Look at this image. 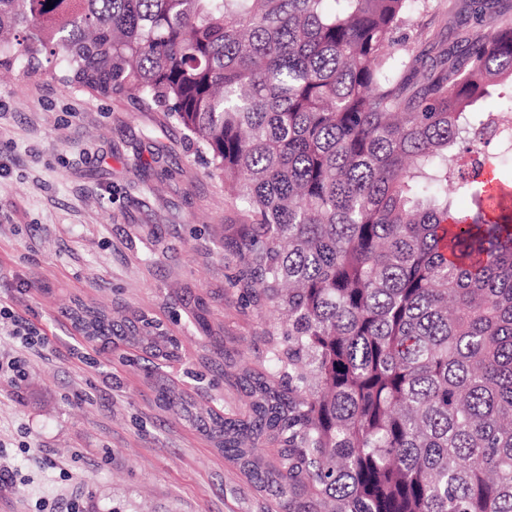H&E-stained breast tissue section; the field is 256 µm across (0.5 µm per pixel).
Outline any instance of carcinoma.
Listing matches in <instances>:
<instances>
[{
    "instance_id": "carcinoma-1",
    "label": "carcinoma",
    "mask_w": 512,
    "mask_h": 512,
    "mask_svg": "<svg viewBox=\"0 0 512 512\" xmlns=\"http://www.w3.org/2000/svg\"><path fill=\"white\" fill-rule=\"evenodd\" d=\"M478 2L489 21L421 66L396 34L426 0H0V67L54 60L68 86L163 114L249 220L246 288L288 314L270 367L244 375L236 418L161 378L158 402L280 512H512V179L491 176L494 215L481 179L488 131L512 141L481 111L512 83V9ZM66 317L184 358L143 312Z\"/></svg>"
}]
</instances>
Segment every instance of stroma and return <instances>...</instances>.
I'll return each mask as SVG.
<instances>
[{
  "instance_id": "35a3bbf8",
  "label": "stroma",
  "mask_w": 512,
  "mask_h": 512,
  "mask_svg": "<svg viewBox=\"0 0 512 512\" xmlns=\"http://www.w3.org/2000/svg\"><path fill=\"white\" fill-rule=\"evenodd\" d=\"M452 47L448 0L400 34ZM247 218L195 145L160 113L63 85L54 63L0 71V305L45 332L24 348L0 320V512H276L270 496L193 427L155 403L164 377L201 407L239 416L244 372L268 368L280 315L236 279ZM203 297L223 327L216 353L188 312ZM146 312L183 361L103 351L72 329L73 300Z\"/></svg>"
}]
</instances>
